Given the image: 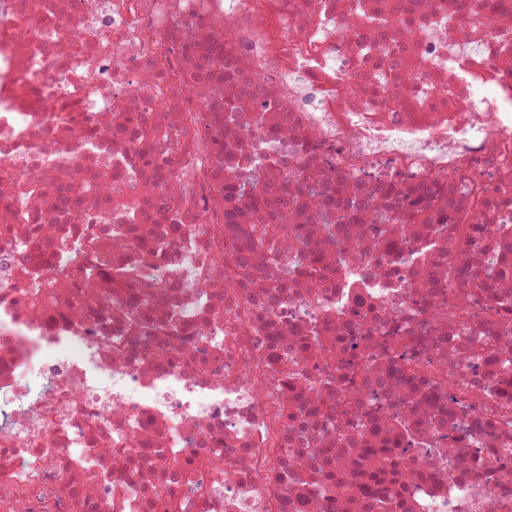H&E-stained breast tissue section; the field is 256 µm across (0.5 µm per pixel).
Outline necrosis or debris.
<instances>
[{
	"label": "necrosis or debris",
	"mask_w": 512,
	"mask_h": 512,
	"mask_svg": "<svg viewBox=\"0 0 512 512\" xmlns=\"http://www.w3.org/2000/svg\"><path fill=\"white\" fill-rule=\"evenodd\" d=\"M473 8L486 24L456 0H0V512H362L378 485L402 512H512V306L490 322L428 287L512 258V0ZM201 48L257 97L215 84ZM257 109L269 124L240 146L225 117ZM284 144L347 198L384 182L400 209L442 183L465 246L361 217L340 268L310 204L275 245L309 247L321 275L262 304L276 272L241 240L268 221ZM254 179L259 197L231 193ZM78 262L93 276L32 304ZM306 308L346 346L377 342L385 392L302 351ZM405 343L430 378L395 359ZM290 404L346 486L333 502L281 470ZM72 272V270L64 268L56 271L51 278H48L45 283L35 291L33 302L37 306H49L61 302V299L57 296L54 289L56 281L72 276Z\"/></svg>",
	"instance_id": "necrosis-or-debris-1"
}]
</instances>
